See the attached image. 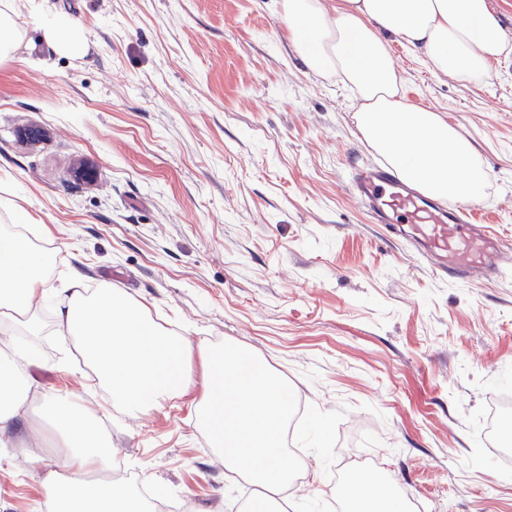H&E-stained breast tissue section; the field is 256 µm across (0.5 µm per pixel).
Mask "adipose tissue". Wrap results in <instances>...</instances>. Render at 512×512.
Wrapping results in <instances>:
<instances>
[{
  "mask_svg": "<svg viewBox=\"0 0 512 512\" xmlns=\"http://www.w3.org/2000/svg\"><path fill=\"white\" fill-rule=\"evenodd\" d=\"M282 11L288 40L306 69L352 92L370 147L434 196H480L486 174L472 142L436 111L406 101L389 42L400 39L433 72L484 84L493 62L512 54V35L488 0H282ZM35 21L59 52L81 53L82 35L69 18L40 14ZM52 261L26 235L0 231V366L10 370L0 375V437L25 431L36 415L23 375L29 360L10 337L19 328L39 334L35 309L48 293ZM62 294L58 332L77 345L110 402L136 415L164 410L172 394L191 396L195 423L225 468L258 488L248 512H269L292 480L282 444L290 411L281 380L263 367L241 375L243 354L232 346L220 357L193 351L191 342L152 319L148 303L129 301L104 284L86 287L78 273H70ZM194 355L195 378L188 369ZM56 372L62 383L44 402L66 453L54 462L26 454L51 512H146L134 491L104 477L112 467L105 414L70 390L68 366ZM349 495L354 512L403 509L401 500L361 473L351 477Z\"/></svg>",
  "mask_w": 512,
  "mask_h": 512,
  "instance_id": "ef3b65f1",
  "label": "adipose tissue"
}]
</instances>
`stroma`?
<instances>
[{"label": "stroma", "instance_id": "obj_1", "mask_svg": "<svg viewBox=\"0 0 512 512\" xmlns=\"http://www.w3.org/2000/svg\"><path fill=\"white\" fill-rule=\"evenodd\" d=\"M281 0H8L24 37L0 61V226L25 210L49 225L48 276L79 271L147 302L193 347L238 345L308 407L288 431L303 483L276 512H348L362 472L402 500L435 492L446 512H512V465L485 426L512 397V271L452 285L368 224L347 195L372 156L335 79L306 71L285 37ZM77 22L65 55L31 23ZM409 103L437 111L474 145L478 204L512 240V56L473 86L393 44ZM90 170L75 178L77 168ZM37 307L42 366L59 361L90 408L94 372ZM113 463L153 498L189 512L246 501L185 398L165 411H112ZM0 512H45L23 454L0 447Z\"/></svg>", "mask_w": 512, "mask_h": 512}]
</instances>
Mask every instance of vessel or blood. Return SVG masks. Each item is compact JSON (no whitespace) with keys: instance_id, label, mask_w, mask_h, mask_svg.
Returning <instances> with one entry per match:
<instances>
[{"instance_id":"b4317fda","label":"vessel or blood","mask_w":512,"mask_h":512,"mask_svg":"<svg viewBox=\"0 0 512 512\" xmlns=\"http://www.w3.org/2000/svg\"><path fill=\"white\" fill-rule=\"evenodd\" d=\"M349 189L370 222L422 255L440 280L490 282L512 270V244L492 232L482 210L421 191L387 161L353 166Z\"/></svg>"}]
</instances>
